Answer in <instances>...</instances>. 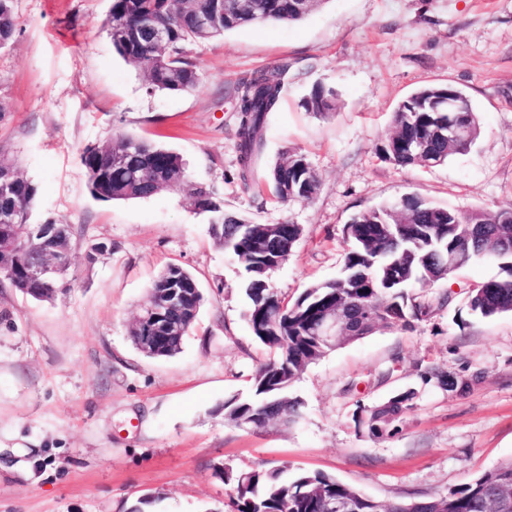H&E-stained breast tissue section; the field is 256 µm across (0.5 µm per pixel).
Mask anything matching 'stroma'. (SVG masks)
Instances as JSON below:
<instances>
[{
  "label": "stroma",
  "mask_w": 512,
  "mask_h": 512,
  "mask_svg": "<svg viewBox=\"0 0 512 512\" xmlns=\"http://www.w3.org/2000/svg\"><path fill=\"white\" fill-rule=\"evenodd\" d=\"M18 26L0 49V151L37 196L29 221L72 230L67 289L51 302L0 285V512H235L222 469L331 474L368 496L444 495L512 462V314H471L472 288L502 277L480 257L453 278L410 289L433 302L414 327L380 329L310 364L289 396L290 425L259 433L224 421L268 359L245 313V275L208 233L188 190L105 202L80 155L117 135L177 152L190 183L260 224L301 225L270 275L295 299L335 279L357 213L412 195L461 216L512 208V0H324L298 23L248 26L190 46L199 82L148 91L114 50L111 0H12ZM257 70L281 82L267 113L251 187L238 179L234 89ZM450 84L482 124L467 152L436 166L383 161L397 104ZM318 87L337 109L308 112ZM306 155L320 185L308 200L271 201L263 185L285 152ZM110 251L91 255L93 244ZM204 296L181 351L155 359L129 328L169 265ZM439 370L474 378L467 393L425 381ZM414 389L412 408L383 436L358 427V407Z\"/></svg>",
  "instance_id": "35a3bbf8"
}]
</instances>
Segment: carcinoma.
<instances>
[{"label":"carcinoma","instance_id":"1","mask_svg":"<svg viewBox=\"0 0 512 512\" xmlns=\"http://www.w3.org/2000/svg\"><path fill=\"white\" fill-rule=\"evenodd\" d=\"M12 0H0V48L7 46L17 27ZM306 0H112L107 17V33L123 59L147 73L148 90L185 92L196 86L198 72L187 52L192 43L204 42L242 26L270 22L292 24L313 11ZM206 17L210 24L198 20ZM163 34L157 40L152 30ZM442 85L424 86L396 107L393 132L381 148V157L393 165L431 167L448 161V142L436 131L448 126V113L431 111V101ZM280 83L257 71L236 87V131L241 166L240 178L249 185L253 155L259 146L265 117L279 101ZM463 111L453 117L471 132L469 142L455 153L471 148L481 136L477 113L466 96L459 98ZM310 112L336 110L331 89L316 88L304 101ZM131 138L118 136L112 143L86 148L81 162L88 174L90 193L101 201H128L149 197L162 189H178L188 181L181 157L155 142L138 139L136 148L123 162L111 160ZM266 185L271 197L283 204L309 199L319 182L308 159L295 152L275 161L269 168ZM37 194L36 186L19 175L16 161L0 152V212L29 214ZM196 206L213 214L209 232L214 240L233 254L246 278L250 305L246 318L254 338L275 354L260 365L251 378L246 397L224 401V421L254 432L278 420L290 424L296 418L297 401L288 398V389L303 370L334 346L317 340L323 317L336 311L349 319L361 310L370 312L374 324L356 326L352 339L380 327L408 328L431 313L432 304L408 295L416 284L445 280L478 257L512 259V209L475 212L469 220H458L455 210L418 200L413 217L399 215L400 207L390 204L359 213L345 224L351 243L340 276L311 285L295 301L281 297L271 287L268 274L286 262L298 238L300 225H293L288 243L275 250L266 240L268 227L254 224L246 216L224 211V203L214 192L194 188ZM506 276L489 281V287L471 291L469 310L483 317L512 313V265ZM16 290L40 301H51L65 288L59 281L38 287L28 283L23 267L14 265L7 279ZM198 286L194 276L175 265L167 267L153 282L151 294L168 288L189 292V311L183 331L161 345L157 357L180 352L185 336L197 320L202 296L192 293ZM416 392L402 391L358 416L373 437L386 431L388 421H398L413 406ZM224 483L234 490L236 512H325L326 500L347 502L349 512H375L372 498L322 472H297L283 480L276 471L248 470L222 472ZM425 512H512V463L475 478L445 496L421 499Z\"/></svg>","mask_w":512,"mask_h":512}]
</instances>
